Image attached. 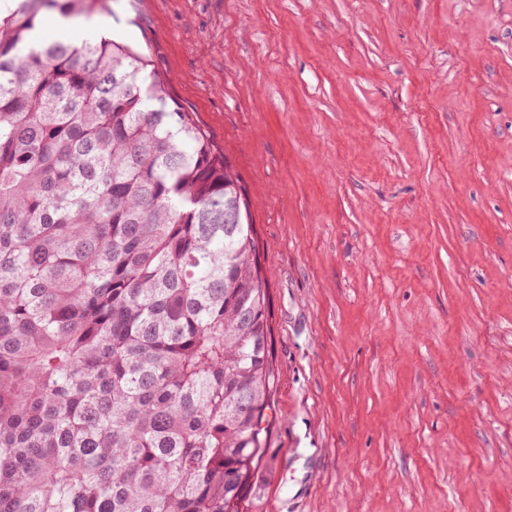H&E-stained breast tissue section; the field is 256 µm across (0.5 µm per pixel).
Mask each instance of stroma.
Here are the masks:
<instances>
[{
	"mask_svg": "<svg viewBox=\"0 0 512 512\" xmlns=\"http://www.w3.org/2000/svg\"><path fill=\"white\" fill-rule=\"evenodd\" d=\"M236 174L270 433L240 512H512V0H111Z\"/></svg>",
	"mask_w": 512,
	"mask_h": 512,
	"instance_id": "35a3bbf8",
	"label": "stroma"
}]
</instances>
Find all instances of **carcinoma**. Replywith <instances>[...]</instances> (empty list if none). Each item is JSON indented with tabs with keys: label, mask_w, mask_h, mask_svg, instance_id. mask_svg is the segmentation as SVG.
Returning <instances> with one entry per match:
<instances>
[{
	"label": "carcinoma",
	"mask_w": 512,
	"mask_h": 512,
	"mask_svg": "<svg viewBox=\"0 0 512 512\" xmlns=\"http://www.w3.org/2000/svg\"><path fill=\"white\" fill-rule=\"evenodd\" d=\"M0 15V512H239L274 373L241 189L127 44Z\"/></svg>",
	"instance_id": "1"
}]
</instances>
